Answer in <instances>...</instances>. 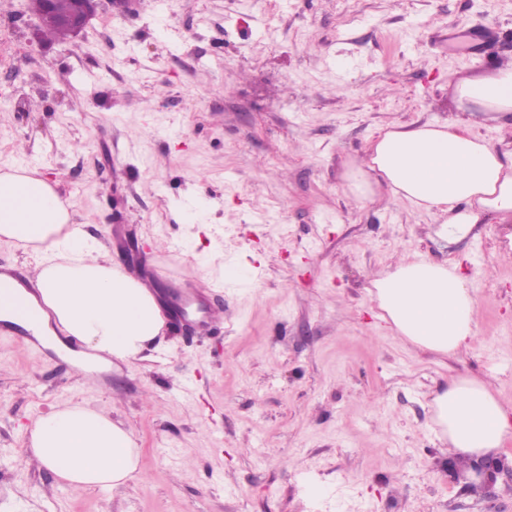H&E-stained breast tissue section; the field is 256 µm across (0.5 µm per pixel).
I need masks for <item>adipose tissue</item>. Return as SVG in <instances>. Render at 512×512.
Listing matches in <instances>:
<instances>
[{"mask_svg":"<svg viewBox=\"0 0 512 512\" xmlns=\"http://www.w3.org/2000/svg\"><path fill=\"white\" fill-rule=\"evenodd\" d=\"M452 87L459 109L512 112L511 64L457 78ZM357 173L355 198L371 182L386 183L395 199L441 218V234L451 243L485 220H512V151L498 149L467 124L385 130L370 143ZM0 239L44 256L31 324L40 336L77 340L82 360L103 354L130 365L159 335L163 317L155 295L81 235L70 222L68 202L37 169L0 173ZM372 285L382 319L416 347L452 356L474 339L477 301L458 263L415 257ZM434 403L463 466L498 458L512 437V413L484 379L450 378ZM29 445L59 484L74 488L115 490L138 471L131 434L85 404H64L39 417Z\"/></svg>","mask_w":512,"mask_h":512,"instance_id":"1","label":"adipose tissue"}]
</instances>
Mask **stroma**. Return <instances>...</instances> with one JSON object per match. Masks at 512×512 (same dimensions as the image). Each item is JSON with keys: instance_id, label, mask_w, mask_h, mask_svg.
Wrapping results in <instances>:
<instances>
[{"instance_id": "obj_1", "label": "stroma", "mask_w": 512, "mask_h": 512, "mask_svg": "<svg viewBox=\"0 0 512 512\" xmlns=\"http://www.w3.org/2000/svg\"><path fill=\"white\" fill-rule=\"evenodd\" d=\"M0 0V172L33 164L125 267L214 283L224 327L165 322L141 360L80 377L0 335V512H512V473L451 479L434 397L455 375L512 409V223L451 244L440 219L362 201L381 129L500 121L450 82L512 59V0H134L74 39L32 41ZM461 261L476 335L448 357L402 341L369 289L404 259ZM86 403L129 430L137 475L68 489L29 465L33 422Z\"/></svg>"}]
</instances>
